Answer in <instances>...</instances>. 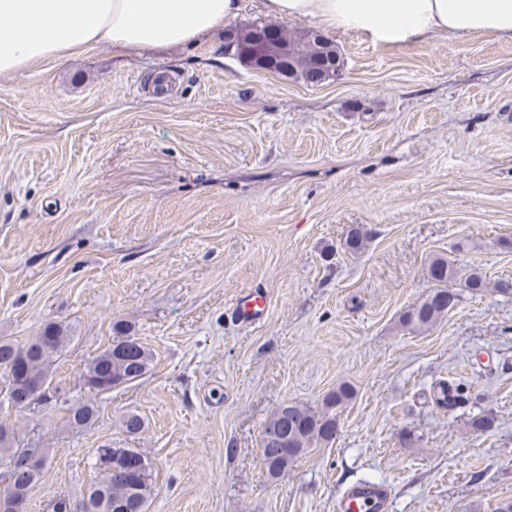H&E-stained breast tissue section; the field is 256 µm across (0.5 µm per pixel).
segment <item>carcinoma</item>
Segmentation results:
<instances>
[{
	"mask_svg": "<svg viewBox=\"0 0 512 512\" xmlns=\"http://www.w3.org/2000/svg\"><path fill=\"white\" fill-rule=\"evenodd\" d=\"M264 27L272 29L279 42L288 47V60L294 73L306 76L304 64L311 61L314 45L311 39L296 30L273 23ZM429 275L437 287L422 301L411 306L400 317V324L410 330H426L442 319L460 300L461 290L479 294L492 287L503 295L512 294V282L490 283L478 270L472 269L460 280L461 289L448 287L456 277L455 269L442 258L434 260ZM112 341L100 353L87 361L81 372L83 386L95 395L130 384L147 374L154 362V354L139 338L131 333V326L123 320L112 325ZM68 327L59 322H49L28 343L21 345L8 336H0V379L7 389L17 385L16 365L23 363L25 376L49 384L51 357L70 341ZM356 395L355 388L342 383L326 394L322 407L313 408L296 403H284L265 421L260 447L261 457L269 476L278 478L288 468L318 444H328L337 432V407L350 402ZM97 409L88 402L72 403L66 407L68 428L79 431L90 425ZM121 429L129 436L141 434L145 420L139 413L128 411L120 420ZM494 425L490 411L472 416L470 429L476 434L489 431ZM13 429L0 422V466L8 477L7 495L12 498L13 512H24L28 493L40 478L45 460L26 470L12 469L13 461L31 452L29 448L14 446ZM102 470L101 477L93 483L82 512H146L154 489L150 480V464L134 448H114L104 443L96 449Z\"/></svg>",
	"mask_w": 512,
	"mask_h": 512,
	"instance_id": "1",
	"label": "carcinoma"
}]
</instances>
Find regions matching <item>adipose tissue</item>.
Instances as JSON below:
<instances>
[{
    "label": "adipose tissue",
    "instance_id": "adipose-tissue-1",
    "mask_svg": "<svg viewBox=\"0 0 512 512\" xmlns=\"http://www.w3.org/2000/svg\"><path fill=\"white\" fill-rule=\"evenodd\" d=\"M264 8L375 46L479 34L512 40V0H265ZM241 9L240 0H0V76L95 46L125 51L194 42Z\"/></svg>",
    "mask_w": 512,
    "mask_h": 512
}]
</instances>
